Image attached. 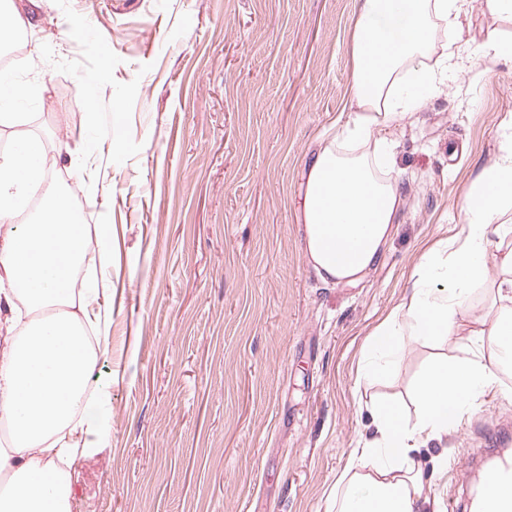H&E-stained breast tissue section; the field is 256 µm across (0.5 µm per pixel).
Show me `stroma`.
Listing matches in <instances>:
<instances>
[{"label":"stroma","mask_w":512,"mask_h":512,"mask_svg":"<svg viewBox=\"0 0 512 512\" xmlns=\"http://www.w3.org/2000/svg\"><path fill=\"white\" fill-rule=\"evenodd\" d=\"M30 20L15 80L25 126L58 162L102 254L77 275L108 351L92 384L102 421L78 435L73 512H327L344 461L372 430L371 403L417 412L427 341L384 382L358 374L369 331L412 283L428 245L459 231L476 174L512 116V60L486 56L487 0L461 18L475 79L449 81L392 130L404 194L392 242L354 284L305 257L302 182L349 110L357 0H12ZM100 76L97 106L83 87ZM512 426V369L448 436V474L426 487L447 512L473 492L470 458Z\"/></svg>","instance_id":"1"}]
</instances>
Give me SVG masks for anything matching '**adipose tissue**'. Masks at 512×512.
<instances>
[{"mask_svg":"<svg viewBox=\"0 0 512 512\" xmlns=\"http://www.w3.org/2000/svg\"><path fill=\"white\" fill-rule=\"evenodd\" d=\"M470 0H358L352 43V110L322 145L303 183L305 256L327 283L362 280L386 248L402 203L389 173L396 145L389 129L444 91L445 73L470 80L451 34ZM48 158L32 138L0 155V322H26L24 334L0 348V512H72L66 470L78 455L67 429L93 422L99 397L90 384L105 337L89 347L78 310L95 298L75 290L74 270L100 246L80 224L70 196L47 186L34 224L13 223ZM460 231L430 244L409 294L369 333L359 374L384 379L413 345L464 334L469 358L431 361L417 378L416 422L402 406L380 401L369 410L373 435L352 449L336 481V512H439L417 459L443 442L479 395L499 386L512 363V120L503 123L493 163L472 181ZM489 286L490 306L475 315L474 289Z\"/></svg>","mask_w":512,"mask_h":512,"instance_id":"adipose-tissue-1","label":"adipose tissue"}]
</instances>
